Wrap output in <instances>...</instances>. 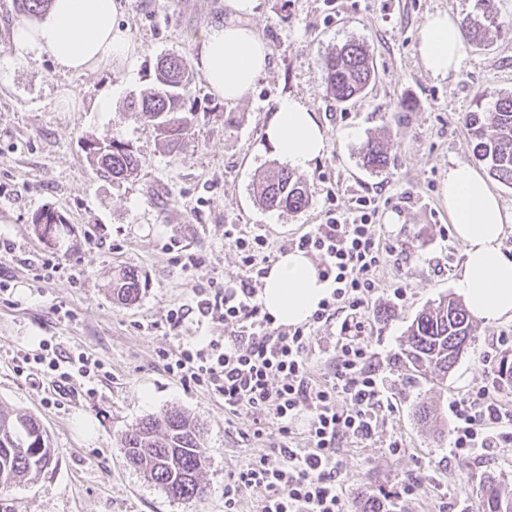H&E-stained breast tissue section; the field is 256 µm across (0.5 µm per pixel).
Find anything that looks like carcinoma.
Wrapping results in <instances>:
<instances>
[{
	"label": "carcinoma",
	"mask_w": 512,
	"mask_h": 512,
	"mask_svg": "<svg viewBox=\"0 0 512 512\" xmlns=\"http://www.w3.org/2000/svg\"><path fill=\"white\" fill-rule=\"evenodd\" d=\"M52 0H18L19 12L39 17ZM479 15L464 23L470 41L484 43L486 32L503 27L497 0H477ZM322 71L330 94L346 102L363 94L373 80V63L365 47L349 42L326 58ZM194 77L187 58L168 55L160 60L155 84L130 109L152 123L171 146H177L190 129L196 112L191 102ZM474 155L485 163L490 176L512 187V92L498 97L489 111L481 104L467 113ZM84 152L96 171L114 181L138 175L140 162L129 143L103 135L84 142ZM363 165L372 170L387 167L389 156L382 141L373 138L362 148ZM258 202L268 208L299 211L309 206L306 182L286 165L271 164L254 184ZM38 235L55 246L70 232L58 212L48 208L34 218ZM143 286L134 271L122 273L112 293L122 304L136 302ZM471 313L460 301L448 297L422 310L406 330L400 357L416 372L445 378L474 339ZM121 448L128 466L140 471L176 501H198L204 490L199 475L205 463L200 425L179 410L152 415L127 429ZM51 448L41 423L32 415L0 409V488L6 489L40 473L50 462ZM482 512H512V492L504 482L489 477L482 482Z\"/></svg>",
	"instance_id": "1"
}]
</instances>
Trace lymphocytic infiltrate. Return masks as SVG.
<instances>
[{
  "label": "lymphocytic infiltrate",
  "instance_id": "1",
  "mask_svg": "<svg viewBox=\"0 0 512 512\" xmlns=\"http://www.w3.org/2000/svg\"><path fill=\"white\" fill-rule=\"evenodd\" d=\"M246 277L238 286L218 280L196 289L195 308L170 310L172 322L190 311L230 327L229 336L206 346L180 347L167 354L166 368L184 383L224 400L225 413L253 419L252 437L266 442L268 454L224 482V512H240L242 490L255 491L253 512H348L338 480L337 452L344 443L371 441L379 426L386 380L376 366L365 334V315L377 274L393 243L373 232L372 215L328 210L325 223L295 240V248L314 254L332 292L310 323L275 326L264 310L259 285L267 273L259 258L264 235L227 229ZM340 320L336 361L315 376L308 365L315 325ZM512 349V336H497L480 364L486 385L469 390L451 406L450 446L454 456L482 460L512 447V409L497 397L503 377L499 356Z\"/></svg>",
  "mask_w": 512,
  "mask_h": 512
}]
</instances>
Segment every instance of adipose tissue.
<instances>
[{
  "label": "adipose tissue",
  "mask_w": 512,
  "mask_h": 512,
  "mask_svg": "<svg viewBox=\"0 0 512 512\" xmlns=\"http://www.w3.org/2000/svg\"><path fill=\"white\" fill-rule=\"evenodd\" d=\"M258 0H224L228 19L212 20L199 44L197 65L211 92L227 101L244 97L265 72L269 51L246 25ZM120 0H52L43 19L16 25L12 43L17 59L45 51L66 72H84L128 63L136 52L116 17ZM425 70L438 79L456 73L466 56L457 21L446 13L427 20L417 47ZM266 145L299 170L311 169L326 149L315 113L301 100H282L266 126ZM453 235L464 246L457 287L471 314L486 321H512V256L503 238L512 225L484 177L464 161L448 168L444 187ZM332 291L314 260L301 250L280 254L263 278L261 302L277 325L306 323Z\"/></svg>",
  "instance_id": "1"
}]
</instances>
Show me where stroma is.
I'll use <instances>...</instances> for the list:
<instances>
[{"label": "stroma", "instance_id": "stroma-1", "mask_svg": "<svg viewBox=\"0 0 512 512\" xmlns=\"http://www.w3.org/2000/svg\"><path fill=\"white\" fill-rule=\"evenodd\" d=\"M474 0H259L250 25L270 51L267 70L240 101L209 92L203 76L193 84L197 118L178 149L129 112L149 88L158 59L178 54L196 62L210 19L224 0H122L116 18L136 46L124 68L61 71L46 52L17 61L12 30L21 23L15 0H0V407L33 415L52 450L49 465L32 479L0 492V512H224V480L267 451L252 438L251 417L228 418L221 397L170 374L163 353L222 338L223 324L192 312L180 324L171 309L192 306L194 287L243 275L225 238L228 227L261 233L270 260L311 224L326 221L358 197L370 199L377 234L395 244L385 257L365 330L389 382L391 409L379 432L338 452L340 480L350 512L363 493L385 498L389 512H481L479 485L488 475L512 482V447L484 460L450 453L451 402L484 385L479 358L494 338L512 334V322L476 320V336L448 377L424 376L397 360L402 336L425 306L458 295L464 246L452 234L442 187L456 160L474 162L465 125L476 98L492 105L512 92V32L491 34L486 45L468 43L458 72L445 80L428 74L417 43L428 18L447 12L463 18ZM369 50L375 77L364 95L339 103L329 95L324 59L346 42ZM108 96L112 109L97 111ZM292 97L316 113L326 151L304 171L312 200L295 213L270 210L254 198L252 183L276 157L259 152L277 103ZM128 141L142 168L131 181L101 177L82 149L91 135ZM389 147L386 169L362 167L369 137ZM50 207L73 232L59 248L33 227ZM396 213L399 223L385 221ZM195 255L197 266L176 264ZM59 260L61 276L40 279L44 259ZM146 281L139 300L121 305L110 286L123 271ZM408 283L405 299L393 290ZM388 311L382 319L380 311ZM61 352H82L100 365L93 379L75 378L57 394L43 365L19 366L40 342ZM436 406L440 428L414 413L418 401ZM178 409L203 428L205 494L194 502L170 500L130 468L121 432L150 415ZM400 449H392V442ZM419 482L415 496L403 486Z\"/></svg>", "mask_w": 512, "mask_h": 512}]
</instances>
